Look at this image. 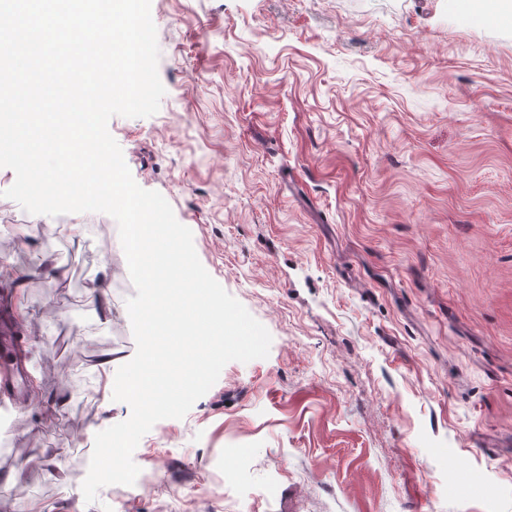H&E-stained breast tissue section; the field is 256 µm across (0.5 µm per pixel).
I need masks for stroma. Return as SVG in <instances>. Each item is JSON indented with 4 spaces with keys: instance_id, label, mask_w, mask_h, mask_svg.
I'll return each mask as SVG.
<instances>
[{
    "instance_id": "35a3bbf8",
    "label": "stroma",
    "mask_w": 512,
    "mask_h": 512,
    "mask_svg": "<svg viewBox=\"0 0 512 512\" xmlns=\"http://www.w3.org/2000/svg\"><path fill=\"white\" fill-rule=\"evenodd\" d=\"M158 113L112 117L135 182L272 336L171 437L167 507L86 502L136 344L104 213L4 193L0 279L25 395L0 416V512H512V8L498 0H151ZM110 289L103 309L91 290ZM24 303L25 317L14 310ZM248 464L218 487L224 451ZM57 471L54 479L45 478Z\"/></svg>"
}]
</instances>
